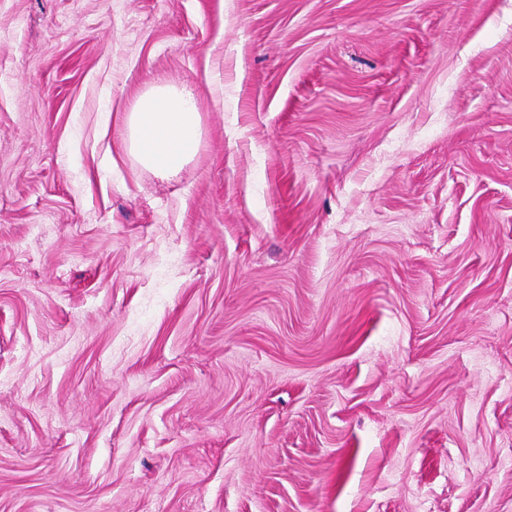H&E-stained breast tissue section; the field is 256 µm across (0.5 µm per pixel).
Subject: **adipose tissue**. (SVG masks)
<instances>
[{"instance_id": "1", "label": "adipose tissue", "mask_w": 512, "mask_h": 512, "mask_svg": "<svg viewBox=\"0 0 512 512\" xmlns=\"http://www.w3.org/2000/svg\"><path fill=\"white\" fill-rule=\"evenodd\" d=\"M130 149L143 167L177 173L195 156L201 137L195 99L174 89L140 96L127 117Z\"/></svg>"}]
</instances>
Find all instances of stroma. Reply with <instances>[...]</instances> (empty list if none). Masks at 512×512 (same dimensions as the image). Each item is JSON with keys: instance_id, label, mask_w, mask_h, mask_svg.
<instances>
[{"instance_id": "stroma-1", "label": "stroma", "mask_w": 512, "mask_h": 512, "mask_svg": "<svg viewBox=\"0 0 512 512\" xmlns=\"http://www.w3.org/2000/svg\"><path fill=\"white\" fill-rule=\"evenodd\" d=\"M0 512H512V0H0ZM130 149L143 167L178 173L195 156L201 130L195 99L174 89L140 96L127 117Z\"/></svg>"}]
</instances>
